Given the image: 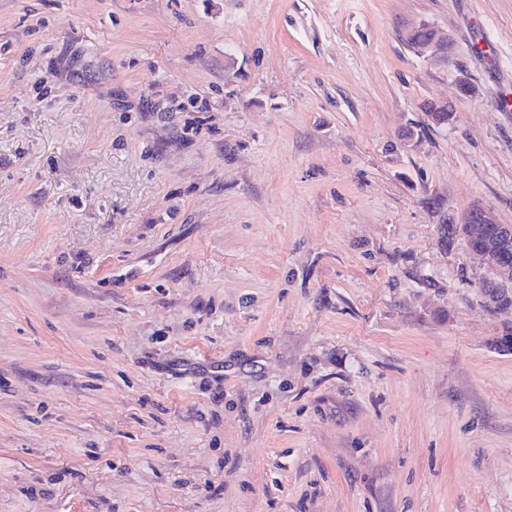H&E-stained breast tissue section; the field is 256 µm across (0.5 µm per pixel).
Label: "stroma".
Returning a JSON list of instances; mask_svg holds the SVG:
<instances>
[{
    "label": "stroma",
    "mask_w": 512,
    "mask_h": 512,
    "mask_svg": "<svg viewBox=\"0 0 512 512\" xmlns=\"http://www.w3.org/2000/svg\"><path fill=\"white\" fill-rule=\"evenodd\" d=\"M478 201L512 0H0V512H512ZM423 27H427V29L430 31V35L428 36V39L426 41L422 42L418 46V49H419L421 55H426V54L433 55V54H436L442 48H445L448 46V43L450 41L449 35L443 34V33L439 32L437 29H435L434 27H431L427 24H423V23L413 24V25H410L409 27H407L406 29H407L408 33L414 34L415 32L419 31ZM427 35H428V31L425 29H422L421 31L414 34L411 38H409L407 43L405 41L404 42L410 48H412L411 46L416 41H419V40L427 37Z\"/></svg>",
    "instance_id": "1"
}]
</instances>
